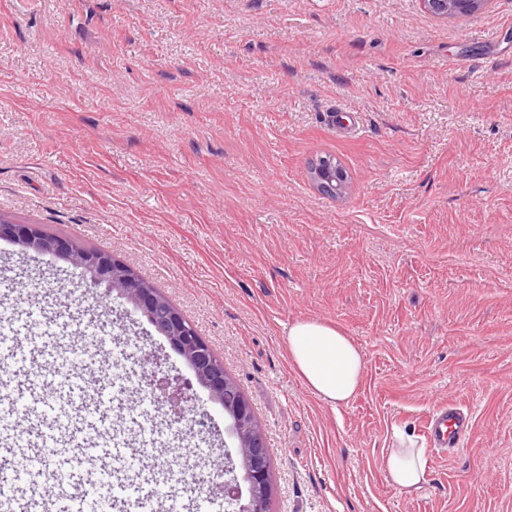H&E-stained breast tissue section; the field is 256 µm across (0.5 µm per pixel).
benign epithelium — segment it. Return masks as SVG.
I'll return each mask as SVG.
<instances>
[{"label":"benign epithelium","instance_id":"obj_1","mask_svg":"<svg viewBox=\"0 0 512 512\" xmlns=\"http://www.w3.org/2000/svg\"><path fill=\"white\" fill-rule=\"evenodd\" d=\"M487 0H422L424 8L436 16L473 14ZM313 184L327 193L343 198L348 193L347 177L342 167L331 159L320 158L311 168ZM0 238L17 245L24 253L49 255L62 259L81 270L90 284L105 285L118 305H129L153 322L156 331L166 338L170 347L186 362L195 382H184L150 372V390L165 411L170 424L184 420L188 403L200 399L194 386L207 393V398L225 406L233 418V436L237 441L244 481L234 474V464L225 468L221 485L224 501L238 506V512H275L270 490V466L262 431L257 425L249 403L242 397L234 381L217 364L209 345L194 326L181 316L165 298L141 281L132 268L120 263L103 250L83 249L62 237H47L34 225L12 224L0 219Z\"/></svg>","mask_w":512,"mask_h":512}]
</instances>
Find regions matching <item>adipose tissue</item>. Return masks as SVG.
Listing matches in <instances>:
<instances>
[{
    "mask_svg": "<svg viewBox=\"0 0 512 512\" xmlns=\"http://www.w3.org/2000/svg\"><path fill=\"white\" fill-rule=\"evenodd\" d=\"M285 336L291 366L308 391L332 408L350 403L364 382L363 352L354 339L319 319L290 323ZM382 457L390 486L408 494L422 490L427 453L414 435L395 428Z\"/></svg>",
    "mask_w": 512,
    "mask_h": 512,
    "instance_id": "adipose-tissue-1",
    "label": "adipose tissue"
}]
</instances>
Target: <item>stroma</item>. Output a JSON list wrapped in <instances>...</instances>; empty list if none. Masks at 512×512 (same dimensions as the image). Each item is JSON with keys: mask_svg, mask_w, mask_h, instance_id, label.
Masks as SVG:
<instances>
[{"mask_svg": "<svg viewBox=\"0 0 512 512\" xmlns=\"http://www.w3.org/2000/svg\"><path fill=\"white\" fill-rule=\"evenodd\" d=\"M338 162L349 191L312 184ZM0 218L133 267L194 324L254 410L276 512H512V0L439 17L421 0H0ZM104 337L86 380L130 389L107 416L189 429L134 385L149 352L183 359L146 318L115 329L104 287L0 241V295ZM338 325L365 356L360 392L321 404L284 329ZM473 430L399 494L381 450L428 440L438 406ZM215 444L159 498L203 496Z\"/></svg>", "mask_w": 512, "mask_h": 512, "instance_id": "1", "label": "stroma"}]
</instances>
